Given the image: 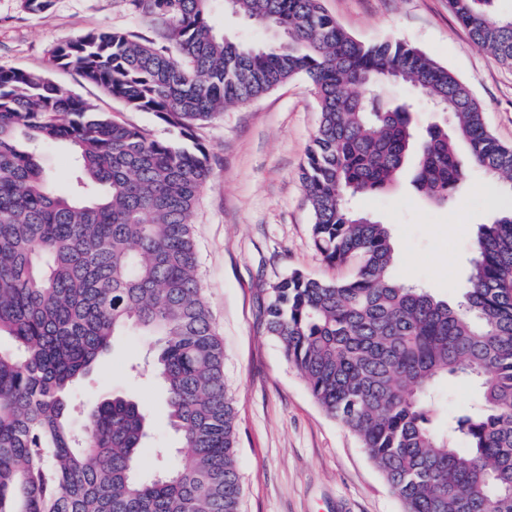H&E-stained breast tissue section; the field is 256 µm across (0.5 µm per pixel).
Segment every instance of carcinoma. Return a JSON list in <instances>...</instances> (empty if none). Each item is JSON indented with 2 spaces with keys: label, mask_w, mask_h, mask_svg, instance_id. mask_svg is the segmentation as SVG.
I'll return each mask as SVG.
<instances>
[{
  "label": "carcinoma",
  "mask_w": 512,
  "mask_h": 512,
  "mask_svg": "<svg viewBox=\"0 0 512 512\" xmlns=\"http://www.w3.org/2000/svg\"><path fill=\"white\" fill-rule=\"evenodd\" d=\"M211 2L132 0L165 24L168 44L95 29L53 59L184 137L304 78L321 112L301 172L313 243L353 272H289L263 311L266 332L402 512H512V202L479 225L455 304L393 279L387 226L350 206L409 167L418 192L450 203L466 179L460 144L512 198V146L487 128L469 87L407 41H360L321 0H224L274 32V44L254 47L214 32ZM497 2L448 5L512 68V15ZM386 83L427 96L451 126L417 130L412 104L379 96ZM45 146L72 153L67 193L44 167ZM210 173L202 145L157 138L43 73L0 66V337L13 343L0 346V512H240L235 409L192 222ZM132 331L156 337L152 367L184 448L151 480L136 475L148 434L137 401L106 393L80 427L71 412L76 383ZM458 379L479 399L441 426L440 392Z\"/></svg>",
  "instance_id": "obj_1"
}]
</instances>
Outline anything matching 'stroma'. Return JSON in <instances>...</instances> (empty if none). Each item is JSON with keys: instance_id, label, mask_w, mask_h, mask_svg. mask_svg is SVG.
Segmentation results:
<instances>
[{"instance_id": "obj_1", "label": "stroma", "mask_w": 512, "mask_h": 512, "mask_svg": "<svg viewBox=\"0 0 512 512\" xmlns=\"http://www.w3.org/2000/svg\"><path fill=\"white\" fill-rule=\"evenodd\" d=\"M328 14L365 41L399 37L448 67L484 108L490 131L512 145V69L476 46L448 0H322ZM216 33L269 44L267 31L224 12L215 0ZM91 29L132 32L156 43L162 26L131 0H52L46 14L24 0H0V66L41 72L111 113L162 139L179 134L153 113L134 111L103 95L53 49ZM320 122L315 95L303 78L200 122L193 136L210 155L212 174L193 215L198 271L214 328L224 342V372L237 414V467L242 512H402L397 497L359 441L329 418L265 332L263 310L273 287L292 270L334 279L350 275L328 265L311 236L312 216L301 172ZM504 196L496 182L466 167V190L447 205L417 195L408 183L357 199L359 209L386 224L395 251L392 275L455 301L465 290L478 224ZM153 349L148 336L117 337L96 369L77 385L73 416L83 420L106 388L140 399L149 421L140 474L149 478L179 453L165 394L153 375L132 365Z\"/></svg>"}]
</instances>
